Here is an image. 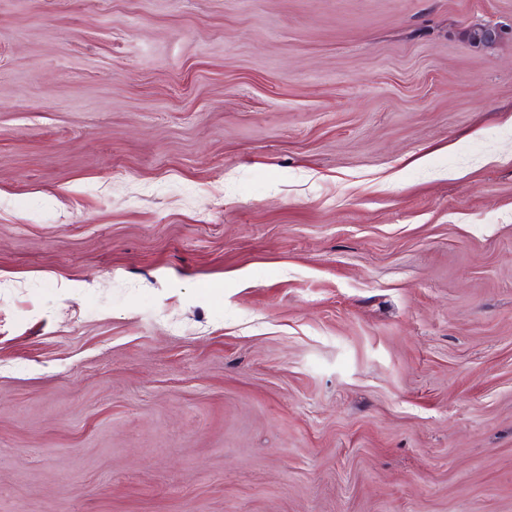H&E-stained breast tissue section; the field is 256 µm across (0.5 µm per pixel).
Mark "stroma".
<instances>
[{
    "mask_svg": "<svg viewBox=\"0 0 512 512\" xmlns=\"http://www.w3.org/2000/svg\"><path fill=\"white\" fill-rule=\"evenodd\" d=\"M0 512H512V0H0Z\"/></svg>",
    "mask_w": 512,
    "mask_h": 512,
    "instance_id": "obj_1",
    "label": "stroma"
}]
</instances>
